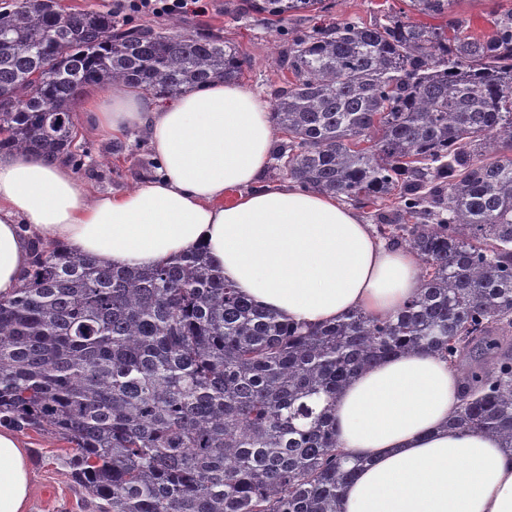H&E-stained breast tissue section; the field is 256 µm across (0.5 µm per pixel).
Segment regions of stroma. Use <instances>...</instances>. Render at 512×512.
<instances>
[{"label":"stroma","instance_id":"obj_1","mask_svg":"<svg viewBox=\"0 0 512 512\" xmlns=\"http://www.w3.org/2000/svg\"><path fill=\"white\" fill-rule=\"evenodd\" d=\"M225 0H211L209 12L203 16L185 15L184 27L205 26L223 33L251 64L240 81L263 99L273 100L286 77L280 68L286 36L272 27L262 15L232 14L224 9ZM405 0H335L331 18L345 17L367 25L388 23L391 17L406 10ZM512 8V0H455L452 16L470 23L476 36L488 34L487 16L493 11ZM80 145L92 155V165L78 170L77 175L96 194L134 191L156 179L159 168L145 132L133 131L113 138L89 126L82 112H74ZM27 444L32 472V512H80L78 495L65 467L57 462L64 455L66 443L51 439L41 432L26 430L21 434Z\"/></svg>","mask_w":512,"mask_h":512}]
</instances>
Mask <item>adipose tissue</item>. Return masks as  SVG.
Instances as JSON below:
<instances>
[{
	"instance_id": "1",
	"label": "adipose tissue",
	"mask_w": 512,
	"mask_h": 512,
	"mask_svg": "<svg viewBox=\"0 0 512 512\" xmlns=\"http://www.w3.org/2000/svg\"><path fill=\"white\" fill-rule=\"evenodd\" d=\"M86 108L100 131L146 132L161 174L94 195L63 161L0 155V295L21 286L38 240L134 267L201 246L242 294L308 324L387 314L415 293V255L384 247L354 208L263 184L273 126L249 88L220 82L166 101L103 90ZM459 397L455 370L431 353L359 372L334 416L341 448L370 463L345 486L340 512H512V458L495 438L451 426ZM31 486L24 443L0 429V512H29Z\"/></svg>"
}]
</instances>
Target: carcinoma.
<instances>
[{
  "mask_svg": "<svg viewBox=\"0 0 512 512\" xmlns=\"http://www.w3.org/2000/svg\"><path fill=\"white\" fill-rule=\"evenodd\" d=\"M454 0H409L445 18ZM283 27L327 0H242ZM476 37L453 19H345L288 40L272 124L283 175L370 209L421 266L398 311L308 327L278 319L206 253L112 267L34 246L0 298V424L70 445L90 512H338L367 464L337 446L333 407L361 370L435 352L461 374L451 425L512 451V11ZM246 56L175 20L124 29L55 0L0 6V154L62 155L88 87L172 97L240 78Z\"/></svg>",
  "mask_w": 512,
  "mask_h": 512,
  "instance_id": "carcinoma-1",
  "label": "carcinoma"
}]
</instances>
